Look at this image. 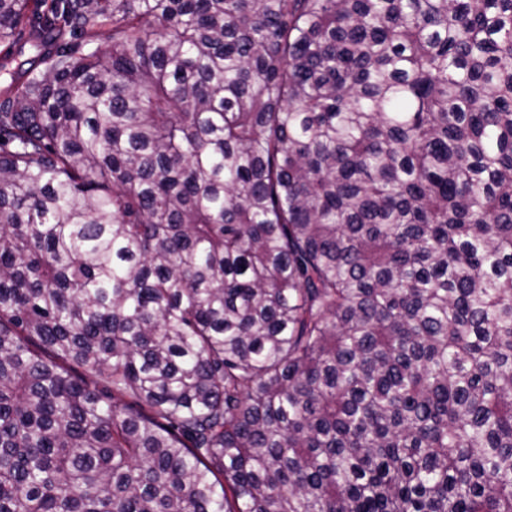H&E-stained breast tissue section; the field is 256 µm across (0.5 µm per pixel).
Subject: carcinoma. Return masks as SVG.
Instances as JSON below:
<instances>
[{
  "label": "carcinoma",
  "mask_w": 512,
  "mask_h": 512,
  "mask_svg": "<svg viewBox=\"0 0 512 512\" xmlns=\"http://www.w3.org/2000/svg\"><path fill=\"white\" fill-rule=\"evenodd\" d=\"M0 42V512H512V0Z\"/></svg>",
  "instance_id": "carcinoma-1"
}]
</instances>
